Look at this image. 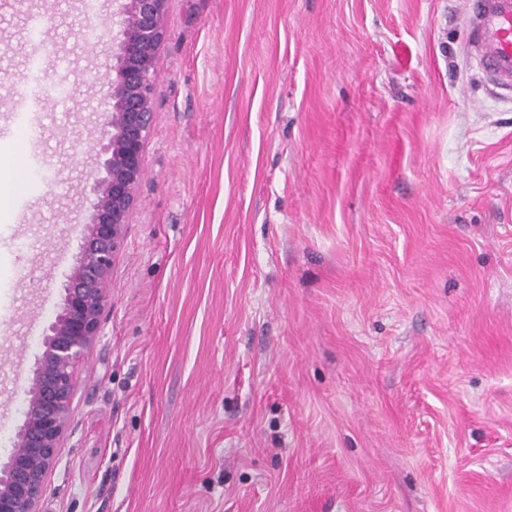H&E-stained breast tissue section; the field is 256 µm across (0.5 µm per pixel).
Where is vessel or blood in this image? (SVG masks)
<instances>
[{"instance_id": "obj_1", "label": "vessel or blood", "mask_w": 512, "mask_h": 512, "mask_svg": "<svg viewBox=\"0 0 512 512\" xmlns=\"http://www.w3.org/2000/svg\"><path fill=\"white\" fill-rule=\"evenodd\" d=\"M468 57L484 77L512 87V0H470Z\"/></svg>"}]
</instances>
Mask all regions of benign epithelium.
Instances as JSON below:
<instances>
[{
  "label": "benign epithelium",
  "mask_w": 512,
  "mask_h": 512,
  "mask_svg": "<svg viewBox=\"0 0 512 512\" xmlns=\"http://www.w3.org/2000/svg\"><path fill=\"white\" fill-rule=\"evenodd\" d=\"M168 0H113L110 101L97 142V173L83 188L84 246L42 341L15 448L0 466V512H40L47 475L70 425L74 370L100 335L108 288L135 205Z\"/></svg>",
  "instance_id": "1"
}]
</instances>
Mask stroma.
<instances>
[{
  "label": "stroma",
  "mask_w": 512,
  "mask_h": 512,
  "mask_svg": "<svg viewBox=\"0 0 512 512\" xmlns=\"http://www.w3.org/2000/svg\"><path fill=\"white\" fill-rule=\"evenodd\" d=\"M467 8L168 0L42 512H512V92L470 64ZM111 22L0 0V462L81 251Z\"/></svg>",
  "instance_id": "35a3bbf8"
}]
</instances>
